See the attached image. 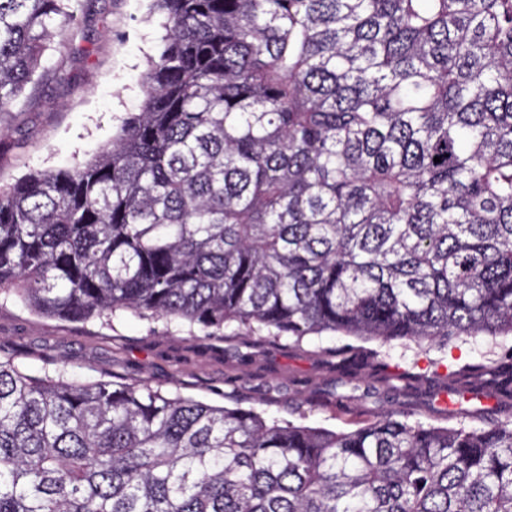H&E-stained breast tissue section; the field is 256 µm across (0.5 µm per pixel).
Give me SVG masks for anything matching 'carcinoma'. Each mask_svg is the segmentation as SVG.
Masks as SVG:
<instances>
[{
	"label": "carcinoma",
	"instance_id": "obj_1",
	"mask_svg": "<svg viewBox=\"0 0 512 512\" xmlns=\"http://www.w3.org/2000/svg\"><path fill=\"white\" fill-rule=\"evenodd\" d=\"M154 2L140 110L0 185V293L294 344L512 333V0ZM81 8L0 0V112ZM476 371L512 398V361ZM0 512H512V415L336 431L0 357Z\"/></svg>",
	"mask_w": 512,
	"mask_h": 512
}]
</instances>
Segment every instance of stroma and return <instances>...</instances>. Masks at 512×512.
I'll return each instance as SVG.
<instances>
[{
    "instance_id": "stroma-1",
    "label": "stroma",
    "mask_w": 512,
    "mask_h": 512,
    "mask_svg": "<svg viewBox=\"0 0 512 512\" xmlns=\"http://www.w3.org/2000/svg\"><path fill=\"white\" fill-rule=\"evenodd\" d=\"M151 0H84L76 32L48 51L32 89L0 113V182L37 169L90 160L143 100L142 75L156 55L161 13ZM64 63L65 79L53 71ZM512 339L478 336L447 348L384 346L341 334L300 344L262 327L226 328L223 339L126 312L111 325L31 312L0 294V356L34 373L66 367L82 380L107 374L185 396L262 410L268 417L347 429L399 410L434 426L481 425L512 414V403L477 374Z\"/></svg>"
}]
</instances>
